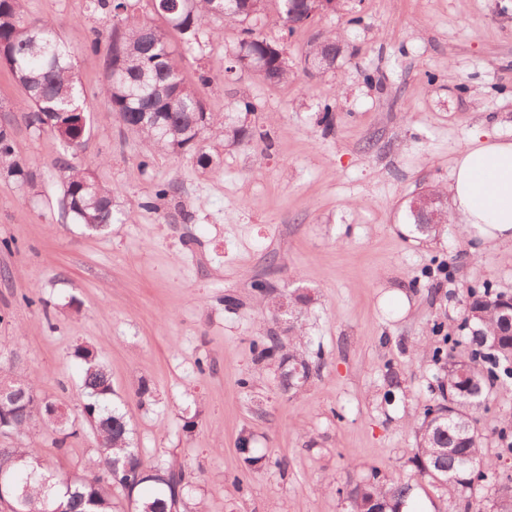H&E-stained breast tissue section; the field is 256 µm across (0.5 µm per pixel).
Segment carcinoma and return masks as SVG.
Segmentation results:
<instances>
[{"label": "carcinoma", "instance_id": "obj_1", "mask_svg": "<svg viewBox=\"0 0 512 512\" xmlns=\"http://www.w3.org/2000/svg\"><path fill=\"white\" fill-rule=\"evenodd\" d=\"M279 3V18L288 29L305 23L314 14L313 0H148L150 13L137 15L131 0H96L98 8L117 19L108 31L105 82L102 92L110 111L125 128L143 137L160 151L189 155L203 169L214 164L216 154L207 141L219 138L226 146L268 139V133L247 125H229L224 116L209 112L197 93L185 85L181 70L186 53L198 44L199 32L208 27L218 32V22H237L241 38L230 58L228 71L247 69L261 79L288 81L290 68L283 50L270 43L258 23L272 2ZM341 53L340 38L332 33L315 41L307 59L326 66ZM0 64L12 72L24 90L20 110L28 124L57 138L77 139L88 134L89 125L79 127L83 92L72 52L60 38L54 22L27 15L24 0H0ZM0 175L18 179L33 187L37 174L15 157L11 129L0 126ZM62 208L75 224L102 228L112 223V190L102 185L95 172L81 165L63 168ZM419 234L436 238L448 223L441 212L436 224H424L419 215L407 212ZM502 296L485 290L472 292L465 306V326L472 329L470 355L436 348L432 358L442 363L427 388L433 404L426 406L413 422L416 437L413 466L419 476L452 494H459L458 512H483L468 491L474 486L468 470L471 461L485 467L477 479L495 472L484 461V435L475 426L474 414L493 387L512 380V313L502 309ZM269 317L260 337L252 342V355L261 363L281 354L278 384L285 393H297L312 377L320 374L322 362L309 360L300 350L302 336L293 331L284 342L278 331L279 314L267 302ZM83 361V388L87 402L83 412L94 430L97 456L86 471L73 480L50 471L37 448H0V478L4 490L18 488L14 499L17 512H186V492L191 474L179 463L151 466L144 462L130 442V428L119 406L112 402V381L93 352L77 353ZM301 373H295L296 368ZM31 405L30 414L42 424L61 431L59 416L50 403L41 401L34 385H21ZM0 415L14 430L30 427L29 414L15 412L14 406H0ZM239 452L248 470L259 465L277 468L282 460L255 456L250 437L241 436ZM124 492L125 504L112 498V487ZM414 490L412 480L384 479L370 470L346 485L349 512H365L372 502L379 512H400ZM493 512H512V477L497 482Z\"/></svg>", "mask_w": 512, "mask_h": 512}]
</instances>
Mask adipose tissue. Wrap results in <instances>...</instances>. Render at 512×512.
Segmentation results:
<instances>
[{
  "label": "adipose tissue",
  "instance_id": "obj_1",
  "mask_svg": "<svg viewBox=\"0 0 512 512\" xmlns=\"http://www.w3.org/2000/svg\"><path fill=\"white\" fill-rule=\"evenodd\" d=\"M451 219L484 243H512V141L476 134L458 154L448 188Z\"/></svg>",
  "mask_w": 512,
  "mask_h": 512
}]
</instances>
